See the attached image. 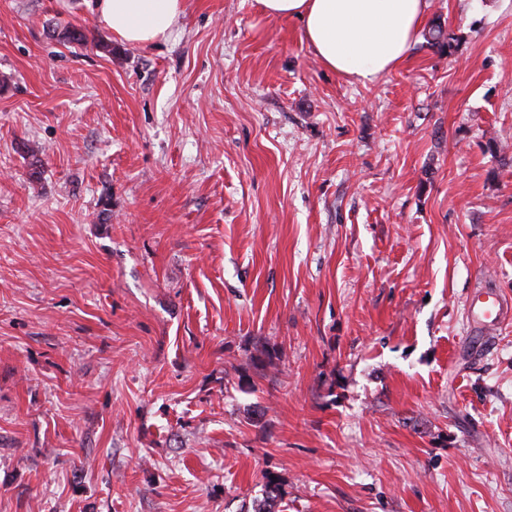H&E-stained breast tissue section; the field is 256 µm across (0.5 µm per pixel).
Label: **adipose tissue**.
I'll return each instance as SVG.
<instances>
[{"instance_id": "1", "label": "adipose tissue", "mask_w": 512, "mask_h": 512, "mask_svg": "<svg viewBox=\"0 0 512 512\" xmlns=\"http://www.w3.org/2000/svg\"><path fill=\"white\" fill-rule=\"evenodd\" d=\"M271 19H296L325 68L350 82L380 80L407 57L422 28L428 0H258ZM185 0H97L102 23L130 44L167 39Z\"/></svg>"}]
</instances>
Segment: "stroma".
<instances>
[{
    "instance_id": "1",
    "label": "stroma",
    "mask_w": 512,
    "mask_h": 512,
    "mask_svg": "<svg viewBox=\"0 0 512 512\" xmlns=\"http://www.w3.org/2000/svg\"><path fill=\"white\" fill-rule=\"evenodd\" d=\"M428 2L363 87L257 0H0V512H512V0ZM185 0H97L102 23L130 44L166 40L184 13ZM511 309L506 299L500 296H489L483 298L482 294L476 296L475 301L470 306V312L473 316L479 318L489 326H497L500 324L504 315Z\"/></svg>"
}]
</instances>
